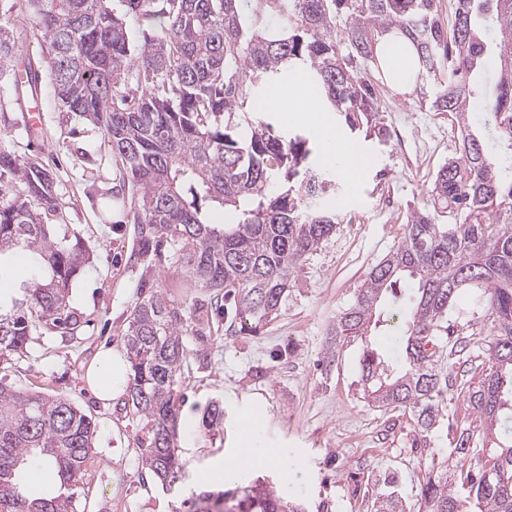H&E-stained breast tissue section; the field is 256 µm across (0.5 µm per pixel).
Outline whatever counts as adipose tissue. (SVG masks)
I'll return each instance as SVG.
<instances>
[{"label": "adipose tissue", "mask_w": 512, "mask_h": 512, "mask_svg": "<svg viewBox=\"0 0 512 512\" xmlns=\"http://www.w3.org/2000/svg\"><path fill=\"white\" fill-rule=\"evenodd\" d=\"M378 52L395 86L404 88L416 82L415 55L403 35L394 33L385 37ZM262 107L280 112L286 123H304L312 127L323 143L321 164L335 168L348 184H355L368 167V157L356 143L340 135L328 113L320 110L318 97L310 85L297 80L274 83L267 91ZM85 381L102 400L122 393L128 382V363L124 354L112 348L101 350L89 365Z\"/></svg>", "instance_id": "1"}]
</instances>
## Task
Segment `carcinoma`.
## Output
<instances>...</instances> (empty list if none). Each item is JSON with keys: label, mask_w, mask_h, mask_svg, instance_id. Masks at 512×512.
I'll use <instances>...</instances> for the list:
<instances>
[{"label": "carcinoma", "mask_w": 512, "mask_h": 512, "mask_svg": "<svg viewBox=\"0 0 512 512\" xmlns=\"http://www.w3.org/2000/svg\"><path fill=\"white\" fill-rule=\"evenodd\" d=\"M452 31L436 0H26L45 47L43 62L57 110L97 125L121 163L131 258L174 268L182 288L232 301L241 332L277 319L291 276L335 230L318 208L330 180L309 165L312 144L256 121L272 79L299 77L320 105L350 130L386 137L371 89L358 82L333 37L336 13L351 15V53L366 62L399 31L431 80L432 108L455 119L461 148L437 171L432 209L413 212L400 244L373 265L353 302L327 330L326 359L361 344L363 399L384 412L412 415L427 440L447 414L448 394L464 408L451 454L419 483L422 512H512V168L489 160L472 131L485 64L499 72L485 122L512 152V0H455ZM39 80L9 29L0 25V98ZM21 183L22 190L10 186ZM59 211L54 178L40 162L0 148V280L18 259L28 279L0 293V359L23 351L31 328L74 329L69 289L83 263L80 243L51 238L44 216ZM224 213L230 222L214 223ZM133 308L126 337L128 401L142 422L145 469L166 490L187 477L176 448L177 387L189 349L184 327L210 326L205 306L186 309L168 292ZM481 292L493 341L466 354L451 339L448 312L460 292ZM396 322L397 353L369 341ZM463 359L455 370L453 357ZM224 408L209 404L202 424L216 429ZM96 425L64 397L0 385V512H69V484L93 455ZM31 460L59 478L51 495H33L22 477ZM475 461L470 466L468 462ZM373 512H405L379 493ZM190 512H301L270 483L205 491Z\"/></svg>", "instance_id": "carcinoma-1"}]
</instances>
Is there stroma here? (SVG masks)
Returning a JSON list of instances; mask_svg holds the SVG:
<instances>
[{
  "instance_id": "stroma-1",
  "label": "stroma",
  "mask_w": 512,
  "mask_h": 512,
  "mask_svg": "<svg viewBox=\"0 0 512 512\" xmlns=\"http://www.w3.org/2000/svg\"><path fill=\"white\" fill-rule=\"evenodd\" d=\"M349 68L373 88L388 136L341 128L370 166L353 187L335 169L322 168L336 189L317 204L335 212L339 224L293 274L277 319L257 336L224 328L185 335L190 355L179 391L192 418L178 424L177 434L188 476L172 491L153 483L141 462L142 424L126 396L102 402L83 375L100 349H124L141 281L167 287L177 276L131 260L132 227L117 194L120 164L101 129L57 112L45 79L35 91L22 86L0 107V146L37 157L53 173L59 211L48 222L54 235L80 241L90 253L69 293L77 329H33L23 352L0 360V385L68 398L96 425L94 454L72 489L71 512H184L183 500L199 490V473L234 453L236 432L255 409L264 420L252 453L277 449L280 465L225 474L224 485L244 487L264 475L284 501L303 504L305 512H370L363 496L369 488L398 492L416 505L429 459L447 458L445 432L420 442L409 416L363 402L358 345L344 347L334 362L325 359L329 325L352 303L370 268L401 241L409 214L430 208L435 173L461 146L453 118L431 108L429 83L394 88L381 64L356 57ZM32 106L40 111L35 125ZM449 322L472 354L491 340L488 308L476 290L461 293ZM215 401L224 408L216 434L202 425L205 407Z\"/></svg>"
}]
</instances>
